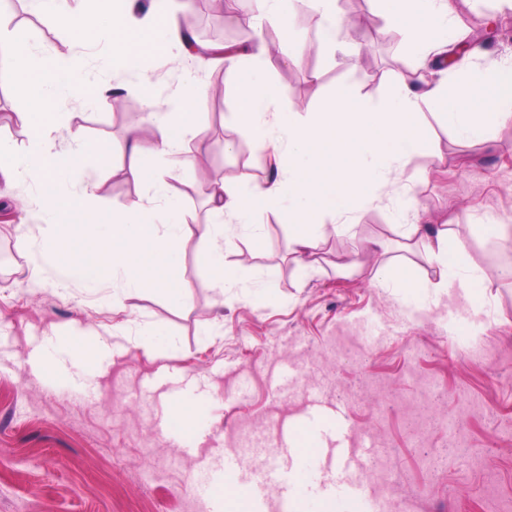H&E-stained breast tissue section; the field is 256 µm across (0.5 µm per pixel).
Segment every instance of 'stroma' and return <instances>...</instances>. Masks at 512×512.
Instances as JSON below:
<instances>
[{
    "instance_id": "obj_1",
    "label": "stroma",
    "mask_w": 512,
    "mask_h": 512,
    "mask_svg": "<svg viewBox=\"0 0 512 512\" xmlns=\"http://www.w3.org/2000/svg\"><path fill=\"white\" fill-rule=\"evenodd\" d=\"M339 6L346 18L369 15L377 39L353 58L319 47L314 59L290 66L282 63L287 45L276 43L273 76L288 89L284 110H312L345 83L378 107L389 97L381 73L416 66V53L373 0ZM30 12L28 0H19L17 11H0V28L25 31L40 54L75 52ZM456 20L467 29L500 26L465 65L512 58L511 8L458 0ZM151 67L165 77L158 96L186 81L205 94L197 136L158 163L188 219L178 274L186 301L174 306L159 291H129L119 280L96 290L59 284L51 260L31 261L53 235L38 188L0 178V512H160L225 457L238 456L248 470L280 465L288 451L278 436L296 427L314 397L323 415L344 425L342 444L358 453L356 512H370L376 500L388 512L398 505L405 512H485L491 495L512 502V356H481L512 343V279L494 276L512 268V250L471 230L489 220L512 225V125L467 142L424 114L436 154L417 157L407 173L405 191L418 210L458 224L473 262L490 273L483 295L466 298L452 277L447 291L406 298L345 268L358 237L399 254L396 203L387 200L355 213L356 236L327 235L305 267L294 260L281 215L260 212L252 223L233 225L228 259L241 283L221 296L202 255L208 191L196 171L209 166L246 190L272 171L226 113L234 87L223 65L199 55ZM314 72L319 80H311ZM21 107L0 84V139L19 151L28 146L15 117ZM58 110L64 122L53 134L56 149H68L77 130L116 147L90 157L102 176L99 207L146 204L148 183L117 151L133 123L117 120L111 95L92 105L63 97ZM269 279L277 293L267 299ZM157 324L173 341L145 348L142 340ZM88 333L110 346L94 370L66 357L60 376L40 373L55 335ZM166 374L205 396L209 429L189 451L157 428L171 401L160 384Z\"/></svg>"
}]
</instances>
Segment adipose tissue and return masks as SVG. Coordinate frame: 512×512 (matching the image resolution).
Wrapping results in <instances>:
<instances>
[{
	"mask_svg": "<svg viewBox=\"0 0 512 512\" xmlns=\"http://www.w3.org/2000/svg\"><path fill=\"white\" fill-rule=\"evenodd\" d=\"M381 16L397 26L411 47L437 55L446 52L454 38L448 33L453 13L450 0H376ZM129 0H32L40 24L63 31L81 44L99 34L110 38L109 52L100 68L115 72L140 70L148 58L178 54L192 56L189 41L174 18L154 9L143 20L130 15ZM338 0H254V17L277 15L282 30H289L295 12L312 7L324 42L335 49H352L353 20L341 16ZM10 65L0 71V83L9 85L23 107L17 118L28 130L33 146L17 156L0 143V175L33 182L42 189L47 222L55 235L46 255L62 277L90 289L122 278L127 289H161L169 303L186 298L176 273L183 264L180 241L186 222L179 197L172 193L154 166L157 156L177 150L195 131L194 107L202 91L195 84L177 86L170 99L153 92L145 82L144 104L156 120L154 138L131 129L125 152L134 174L153 189L154 200L140 210L99 211L94 205L100 187L96 170H88L81 191L82 208L73 211L56 192L62 177L95 152L82 133L72 135L73 146L57 150L52 134L61 123L56 103L61 96L92 102L104 86L96 81L80 57L38 59L33 45L21 35L0 47ZM207 51L225 66L236 89L233 117L262 150H272L277 169L274 180L243 192L226 179L213 181L208 197L212 221L203 225L201 240L212 286L223 294L237 287L234 271L224 259L226 220L245 223L257 209H287L295 252L300 258L315 254L324 225L343 234L353 225L356 210L372 201L395 198L397 186L413 160L433 154L434 143L421 119V107L435 109L450 133L467 141L487 140L491 132L512 123V65L474 68L455 82L426 78L418 71L407 75L385 74L392 87L388 104L371 107L351 85L344 84L319 109L300 114L281 107L287 95L268 73L272 64L265 45L247 53L234 44H213ZM405 222L399 234L417 247L438 279L420 278L417 266L401 256L383 259L377 241L360 242L349 265L369 269L374 284L405 296L428 289H442L448 276L461 273L460 286L468 295L487 279L475 267L460 239L456 225L440 217L417 214L412 200L399 203Z\"/></svg>",
	"mask_w": 512,
	"mask_h": 512,
	"instance_id": "1",
	"label": "adipose tissue"
}]
</instances>
